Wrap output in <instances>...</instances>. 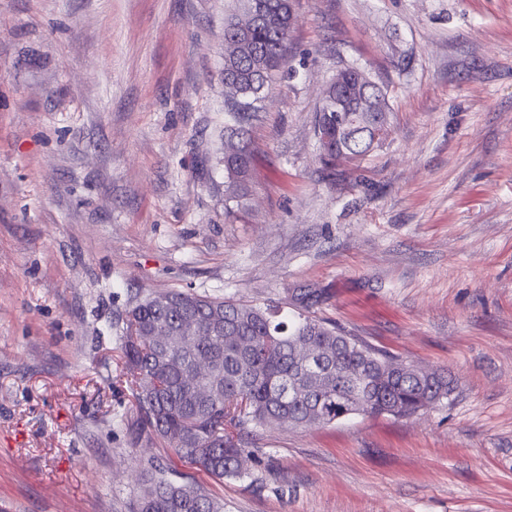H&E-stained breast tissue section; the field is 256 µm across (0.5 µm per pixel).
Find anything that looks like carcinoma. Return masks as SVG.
Here are the masks:
<instances>
[{
    "mask_svg": "<svg viewBox=\"0 0 512 512\" xmlns=\"http://www.w3.org/2000/svg\"><path fill=\"white\" fill-rule=\"evenodd\" d=\"M292 0L256 23L249 51L224 56V84L241 98L227 102L228 140L237 152L224 154L225 193L240 202L253 181L254 146L245 125L257 118L262 98L288 64ZM343 112H321L320 146L332 139L324 166L336 158H364L373 148V129L389 124L387 93L376 84L356 95L342 89ZM298 312L257 306L170 289L130 297L121 325L120 381L136 401L135 433L155 435L186 463L221 481L245 474L240 459L253 455L256 437L286 418L294 426H318L347 418L363 406L381 414L397 406L402 416L428 409L453 392L448 376L424 377L408 368L390 369V356L347 336L310 314L311 290L293 296ZM171 336L160 340L154 331ZM305 342L315 354L306 364L297 351ZM130 512H224V501L204 488L171 480L149 462L142 469Z\"/></svg>",
    "mask_w": 512,
    "mask_h": 512,
    "instance_id": "1",
    "label": "carcinoma"
}]
</instances>
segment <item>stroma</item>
Wrapping results in <instances>:
<instances>
[{
  "label": "stroma",
  "instance_id": "obj_1",
  "mask_svg": "<svg viewBox=\"0 0 512 512\" xmlns=\"http://www.w3.org/2000/svg\"><path fill=\"white\" fill-rule=\"evenodd\" d=\"M236 0H0V512H128L141 459L224 512H512V0H296L288 71L224 214ZM391 132L323 170L337 69ZM315 316L453 381L409 418L277 426L216 481L136 438L130 295Z\"/></svg>",
  "mask_w": 512,
  "mask_h": 512
}]
</instances>
